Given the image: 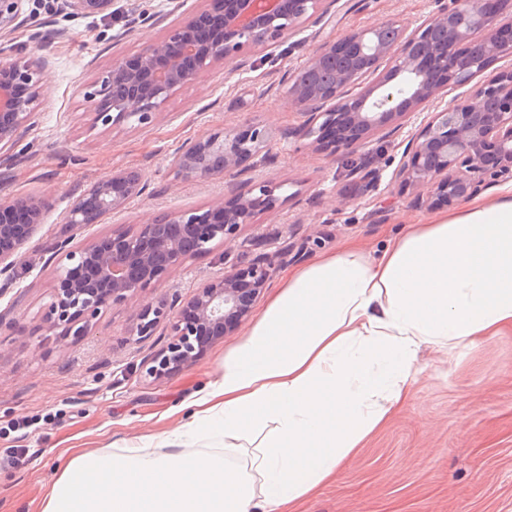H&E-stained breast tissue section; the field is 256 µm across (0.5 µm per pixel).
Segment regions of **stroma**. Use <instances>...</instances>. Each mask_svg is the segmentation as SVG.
I'll use <instances>...</instances> for the list:
<instances>
[{"label": "stroma", "instance_id": "1", "mask_svg": "<svg viewBox=\"0 0 512 512\" xmlns=\"http://www.w3.org/2000/svg\"><path fill=\"white\" fill-rule=\"evenodd\" d=\"M444 2L338 0L321 23L256 51L248 70L221 67L176 92L149 130L93 131L83 85L114 56L141 52L160 39L166 26L155 18L170 10V0H115L116 11L105 20L62 12L57 0H26L28 21L12 35L13 50L43 52L52 64L37 122L0 149V197L40 195L54 207L0 296V455L9 448L28 451L22 465L0 464V512H42L73 451L110 453L128 440L173 429L187 403L222 370L235 337L216 341L175 375L145 376L142 364L167 345L170 323L161 321L153 336L138 341L141 304L188 297L225 265L243 267L257 251L307 241L300 263L278 268L255 305L260 311L296 266L348 242L377 251L403 225L447 216L444 208L413 207L408 188L394 179L402 154L398 137L374 142L369 155L352 159L377 171L379 185L370 190L348 179L347 156L309 148L298 134L306 116L289 105L285 83L324 42L381 22L416 25ZM120 32L124 40L114 42ZM250 123L280 133L265 164L204 185L174 177L168 156L182 142ZM125 167L140 169L147 189L122 214L81 230L61 224L69 193ZM257 179L288 183L296 196L241 226L234 247L219 245L191 258L139 296L105 309L84 335L48 330L56 241L81 247L169 208L206 206ZM418 365L421 373L403 406L297 512H512V333L449 357L421 349ZM20 418L31 422L23 434L13 429Z\"/></svg>", "mask_w": 512, "mask_h": 512}]
</instances>
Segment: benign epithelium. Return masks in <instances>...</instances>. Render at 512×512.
I'll return each mask as SVG.
<instances>
[{"label": "benign epithelium", "instance_id": "obj_1", "mask_svg": "<svg viewBox=\"0 0 512 512\" xmlns=\"http://www.w3.org/2000/svg\"><path fill=\"white\" fill-rule=\"evenodd\" d=\"M25 2L0 0V148L36 122L44 95L48 57L7 54L11 36L26 20ZM58 3L69 14L112 15L113 0ZM335 5L336 0H204L196 8L177 0L171 9L177 18L162 38L139 53L113 57L84 87L92 108L90 129L152 126L179 89L220 66L245 68L249 52L323 19ZM508 13L512 0H450L411 31L380 23L321 45L304 68L317 70L329 57L349 64L336 68L330 93L289 77L288 101L309 111L300 136L328 156L361 152L374 136L395 134L429 103L432 111L401 141L402 162L394 173L414 191L413 206L449 208L492 183L512 182V67L486 75L496 61L512 56ZM465 84L478 104L445 100L449 88ZM327 103L329 109L318 111ZM276 137L275 130L258 123L226 128L182 144L170 166L184 182L239 175L267 160ZM144 190L141 172L116 170L72 198L65 223L97 224ZM291 198L284 184L255 180L247 190L224 194L205 207L164 211L132 231H114L82 247L68 239L58 242L49 328L83 335L103 310L140 295L216 244L232 247L242 225ZM50 208L48 199L35 195L0 198V277L9 278ZM302 250L290 245L275 254L260 252L247 266L224 269L184 300L142 305L134 330L141 341L171 318L172 339L145 361L146 375L170 376L233 335L250 317L278 262Z\"/></svg>", "mask_w": 512, "mask_h": 512}]
</instances>
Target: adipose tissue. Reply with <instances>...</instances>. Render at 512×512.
Listing matches in <instances>:
<instances>
[{
	"label": "adipose tissue",
	"mask_w": 512,
	"mask_h": 512,
	"mask_svg": "<svg viewBox=\"0 0 512 512\" xmlns=\"http://www.w3.org/2000/svg\"><path fill=\"white\" fill-rule=\"evenodd\" d=\"M512 330V189L289 273L188 421L71 455L43 512H291L403 402L417 355ZM220 448L202 446L205 436ZM108 466L103 483L77 477Z\"/></svg>",
	"instance_id": "ef3b65f1"
}]
</instances>
